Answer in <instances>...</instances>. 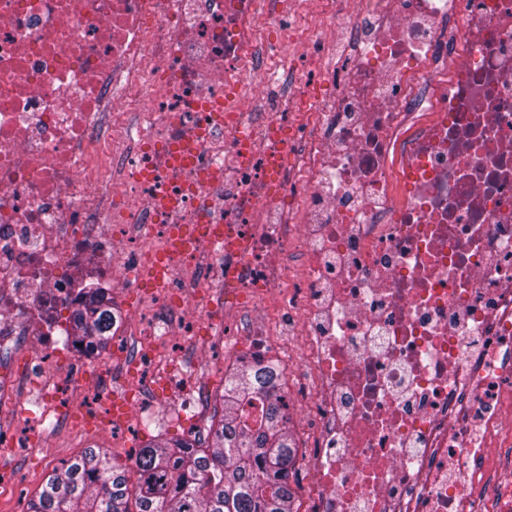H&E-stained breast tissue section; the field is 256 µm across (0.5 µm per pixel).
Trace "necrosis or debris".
Returning a JSON list of instances; mask_svg holds the SVG:
<instances>
[{"mask_svg":"<svg viewBox=\"0 0 512 512\" xmlns=\"http://www.w3.org/2000/svg\"><path fill=\"white\" fill-rule=\"evenodd\" d=\"M90 285L143 292L114 343L196 406L169 331L280 364L305 512H512V0H0V346L59 423L111 404ZM114 314L112 306L103 297L89 294L87 303L82 310L75 314L76 335L88 339L92 352L106 349L111 339V328ZM108 353H104L107 352ZM103 354L93 355L95 359L102 360L105 355H112V343Z\"/></svg>","mask_w":512,"mask_h":512,"instance_id":"obj_1","label":"necrosis or debris"}]
</instances>
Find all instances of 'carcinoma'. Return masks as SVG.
Listing matches in <instances>:
<instances>
[{
    "label": "carcinoma",
    "mask_w": 512,
    "mask_h": 512,
    "mask_svg": "<svg viewBox=\"0 0 512 512\" xmlns=\"http://www.w3.org/2000/svg\"><path fill=\"white\" fill-rule=\"evenodd\" d=\"M113 318L109 302L91 293L75 314L76 335L103 351ZM221 400L206 442L152 440L132 468L88 449L53 470L26 512H295V444L279 364L234 368Z\"/></svg>",
    "instance_id": "cac0c4a2"
}]
</instances>
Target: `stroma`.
<instances>
[{"label": "stroma", "mask_w": 512, "mask_h": 512, "mask_svg": "<svg viewBox=\"0 0 512 512\" xmlns=\"http://www.w3.org/2000/svg\"><path fill=\"white\" fill-rule=\"evenodd\" d=\"M195 342L200 359V377L210 393L220 392L230 369L224 360V341L219 336H199ZM151 408L135 414L124 436L110 430L84 425L87 412L85 390L68 394L69 425L58 429L53 419L42 418L45 404L40 393L25 385H15L7 408L0 413V424L20 426L24 420L38 422L40 442L32 446L22 442L0 450V473L13 476L16 488L0 493V512H26L28 499L35 496L54 468L61 466L88 447H99L114 455L117 463H128L137 448L155 437L170 438L206 432L212 406H187L180 394L170 387L149 391Z\"/></svg>", "instance_id": "stroma-1"}]
</instances>
